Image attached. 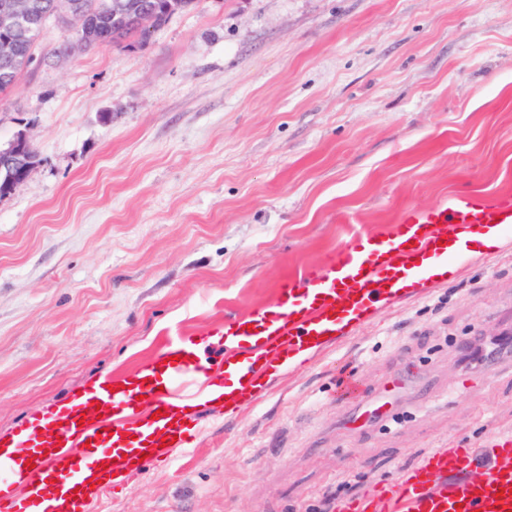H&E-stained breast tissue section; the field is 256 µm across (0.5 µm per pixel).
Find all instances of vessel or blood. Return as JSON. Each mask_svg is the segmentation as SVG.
Returning <instances> with one entry per match:
<instances>
[{"mask_svg": "<svg viewBox=\"0 0 512 512\" xmlns=\"http://www.w3.org/2000/svg\"><path fill=\"white\" fill-rule=\"evenodd\" d=\"M473 224H512V192L456 195L448 203L406 208L395 232L351 245L323 264L285 276L273 305L225 321L223 346L206 351L192 337L167 340L137 371L111 375L68 403L34 416L11 434L19 455L0 453V512H92L112 491V476L139 479L149 466L171 465L174 448L196 447L209 423L219 377L253 391L267 364L336 339L337 323L400 300L398 285L428 277L431 263L468 258L461 237ZM191 406L192 415L181 413ZM487 467L489 482L465 480ZM337 512H512V436L483 448L456 442L425 454L373 496L351 497Z\"/></svg>", "mask_w": 512, "mask_h": 512, "instance_id": "b4317fda", "label": "vessel or blood"}]
</instances>
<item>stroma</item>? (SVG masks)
<instances>
[{"mask_svg": "<svg viewBox=\"0 0 512 512\" xmlns=\"http://www.w3.org/2000/svg\"><path fill=\"white\" fill-rule=\"evenodd\" d=\"M0 93L39 162L0 198V433L410 206L512 191V0H195L143 47L50 57ZM512 243L415 288L94 512H312L455 438L512 434ZM348 369L365 397L336 398Z\"/></svg>", "mask_w": 512, "mask_h": 512, "instance_id": "obj_1", "label": "stroma"}]
</instances>
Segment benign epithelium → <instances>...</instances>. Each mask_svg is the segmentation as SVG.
I'll list each match as a JSON object with an SVG mask.
<instances>
[{"mask_svg": "<svg viewBox=\"0 0 512 512\" xmlns=\"http://www.w3.org/2000/svg\"><path fill=\"white\" fill-rule=\"evenodd\" d=\"M112 13L136 16L140 29L149 31L156 27V16L147 0H112ZM52 18L59 25L73 29L79 20L93 17V9L89 0H55L50 12L42 13L40 0H4L0 3V31L15 33L29 28L39 18ZM32 141L28 134L21 131L5 146H0V182L5 192L11 194L22 184L35 164L30 162Z\"/></svg>", "mask_w": 512, "mask_h": 512, "instance_id": "obj_1", "label": "benign epithelium"}]
</instances>
